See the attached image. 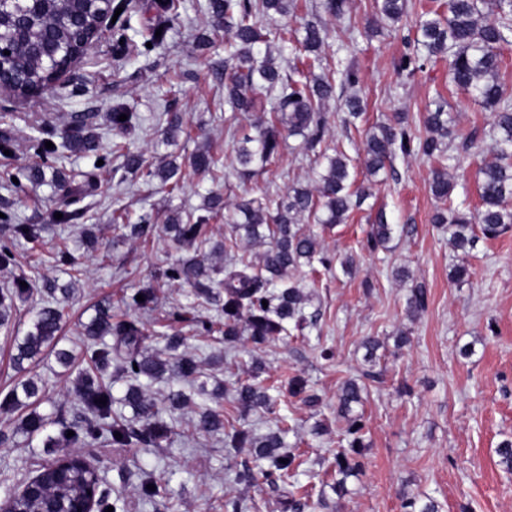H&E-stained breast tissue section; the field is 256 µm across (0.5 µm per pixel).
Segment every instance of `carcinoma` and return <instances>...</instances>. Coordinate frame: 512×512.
<instances>
[{"instance_id":"cac0c4a2","label":"carcinoma","mask_w":512,"mask_h":512,"mask_svg":"<svg viewBox=\"0 0 512 512\" xmlns=\"http://www.w3.org/2000/svg\"><path fill=\"white\" fill-rule=\"evenodd\" d=\"M378 15L391 23L400 20L405 12L406 0H377ZM447 16L427 17L420 24L421 43L427 51L421 57L417 50L408 49L399 59V71L413 73L421 70L427 60L448 55L451 58L450 72L455 86L469 94L484 107L494 112L496 138L494 160L480 169L481 209L477 223H472L467 214L456 208H448L450 216H438L436 223L448 224L449 241L454 250L466 255L474 249L479 238L494 239L512 229V209L506 205L512 197V103L505 96L504 84L499 80L502 63L500 49L512 42V0H491L489 12H482L477 0H446ZM100 5L90 0L86 12L80 11L79 0H39L37 13L30 16L5 9L0 14V39L12 43L15 69L22 72L29 85H41L48 80V63L41 59L38 48L53 45L61 49L70 46L74 28L57 27L51 23L54 16L66 14L74 19L77 26L94 20ZM207 12L215 22L224 26L231 34L232 41L224 51V108L230 112H251L256 107L257 95L265 97L269 104L271 121L259 134L244 135L238 140L235 164L239 176L249 178L279 152L283 140L281 132L288 136H299L303 148L312 151L321 144L327 132V119L323 112L325 103L336 97V87H355L360 83L359 71L350 63L337 61L340 84H335L314 70L322 67L319 50L327 38L326 28L306 23L303 36L288 37V15L295 11V0H207ZM263 14L268 18L266 34L258 30L255 18ZM277 37L279 55H291L307 66L301 70L297 65L288 66V74L281 75L270 53L256 50L268 36ZM125 114L127 119L119 120ZM137 120L133 112L118 107L112 112V127L119 131L131 129ZM428 135H416L402 120L382 124L369 133L364 147V165L367 171L376 175L385 169L396 155H422L427 158L448 157L461 162V155L450 153L448 142V113L438 105L424 116ZM70 145L83 152L96 150L93 138L77 128L70 137ZM113 149L124 152L127 166L144 176L159 177L162 185L175 189L179 187L180 166L172 160L164 170H152L142 155L115 143ZM324 165L314 178V187H293L288 194L275 200L268 196L243 199L235 205L240 219L233 221L236 235L224 239V250L229 265L222 268H207L203 261L193 257L176 267L168 269L165 276L182 284L195 286L200 278L207 279L224 289L225 298L224 337L231 341L240 335L239 323H245V330L252 340L261 343L275 336L288 334V324L298 327L306 322L304 313L306 296L295 272L302 265L318 263L324 268L331 266L332 259L320 248L316 235L300 217L314 216L318 224H342L350 211L360 205L367 196V190L352 189L349 167L350 158L342 153L323 155ZM195 172L211 179L217 178L215 162L203 151L189 158ZM430 189L440 200H451L454 185L448 180L447 168H435L431 173ZM79 195L68 190L60 199L56 211L63 214L59 224L70 223L77 212L69 207ZM209 217L188 215L175 218L168 224L173 239L193 244L202 240ZM392 238V227L378 216V223L372 225L366 246L375 252L386 249ZM250 245L254 242H269L270 247L260 264L254 265L236 254L238 242ZM57 262L70 267L71 276L77 277V267L67 242L57 246ZM25 277H16L0 288V326L5 322L7 310L17 299H24L30 287ZM49 300L36 312L32 329L22 338L15 339L17 353L13 361L18 369L23 362L33 360L43 349L53 347L59 339L62 310L55 297V289L47 288ZM427 294L423 288H415L408 299V311L416 314L426 308ZM115 336L114 345L106 337ZM84 336L92 348L90 362L95 367L115 365L123 377L139 383L126 397L132 405L138 420L129 421L120 415L112 416L111 385L96 382L92 376L83 377V385L77 390V397L84 419L77 426L62 431V437L71 445L90 444L102 437L117 448L135 445H151L163 433L158 421L155 402L145 389L153 382L165 379L167 372L180 382L191 384L199 373L195 358L183 353L176 357L174 365L146 354L140 348L141 331L132 321H112L108 309L97 315L84 326ZM40 400V388L32 380L18 383L11 390L5 404L13 405L20 399ZM105 400L106 404L99 403ZM169 407L181 409L192 401V395L183 387L169 388L166 396ZM237 401L249 407L267 405L272 401L268 388L259 384H243L237 389ZM340 411L346 416L345 440L348 447L336 452V490L340 491L346 479L360 467L355 456L363 447L364 424L358 415L351 414V406L361 401V389L354 381L345 383L339 395ZM224 426V410L202 407L197 428L215 430ZM74 435L69 437L67 432ZM287 429L280 428L262 437H255L245 430H237L231 436L235 448H253L266 462L261 476L270 484H277L297 476L302 465L296 455L282 451L286 446ZM97 484L94 472L83 467L72 466L60 474L48 478L38 494L15 498L16 506L23 512H64L74 507L85 495L87 489Z\"/></svg>"}]
</instances>
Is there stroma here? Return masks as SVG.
Masks as SVG:
<instances>
[{
  "mask_svg": "<svg viewBox=\"0 0 512 512\" xmlns=\"http://www.w3.org/2000/svg\"><path fill=\"white\" fill-rule=\"evenodd\" d=\"M321 2L298 0L289 27L320 18L328 30L320 51L324 63L343 60L359 71L357 91L367 108L348 123L335 101H328L326 143L352 158V180L371 186L372 195L346 223L313 225L332 265L314 272L305 266L298 273L310 296L305 314L311 322L260 344L247 335L226 342L215 306L197 299L191 286L164 276L194 254L166 234L168 219L201 214L207 193L224 201L208 224L218 243L230 234V218L241 199L282 196L291 187L312 183L315 155L297 137L289 138L251 182L236 177L233 131L254 132L269 115L225 111L224 83L213 67L224 59L227 36L206 13V0H178L171 19L155 0H126L124 16L110 24L66 78L29 97L0 95V143L9 144L8 153H0V213L38 229L34 239L15 245L17 264L0 270V282L23 275L33 284L32 294L15 302L11 327H0V430L12 437L8 446H0V501L65 453L53 438L81 419L75 387L90 365L83 325L105 306L116 318L138 323L148 351H163L165 336H184L186 352L203 366L202 403L223 407L230 422L220 431H195L196 408L172 411L162 405L159 417L167 433L158 444L116 448L102 441L83 448L102 490L121 496L126 512H291L289 485L274 487L260 478L236 482V471L257 472L263 462L252 449L230 443L233 430L261 436L281 423L288 428L289 452L303 462L298 482L310 494L307 512H403L409 497L421 505L434 503L438 512H512V470L497 455L499 445L512 440V231L480 239L467 258L469 280L452 281L449 273L458 254L447 231L433 222L445 208L430 190L435 161L399 156L375 177L363 165L365 140L375 126L401 113L418 135H425L423 116L431 101H440L454 137L476 140L461 162L447 164L454 201L476 210L478 171L492 158V113L452 84L446 57L431 59L411 74L395 67L408 43L418 38L421 15L442 10L444 0H407L404 17L394 26L377 22L374 0H350L341 19L325 14ZM162 19L168 27L164 41L146 46L145 27ZM119 105L139 117L130 150L155 167L177 158L181 190L171 193L159 181H145L113 153L112 110ZM171 112L182 113L186 126L169 142L165 129ZM79 124L96 135L97 151L65 149ZM45 139L57 146L56 154L43 151ZM203 149L214 155L219 180L200 178L188 165L189 156ZM31 168L43 170L45 180L29 182ZM57 171L84 186L79 215L67 224L55 223L53 216L60 196L52 179ZM119 208L133 224L150 218L152 238L128 237L112 221ZM381 214L393 237L388 249L371 253L363 243ZM87 228L92 237L84 236ZM62 238L82 270L79 278H70L66 266L54 260ZM348 256L354 264L346 271L341 262ZM48 280L71 290L59 346L70 351L73 363L64 366L49 352L15 370L13 339L29 330ZM417 287L426 290L427 307L412 318L407 300ZM144 288L156 293L147 309L134 302ZM209 325L214 328L210 334L205 331ZM368 336L381 343L372 363L365 361L362 346ZM296 377L306 384L300 395L289 387ZM29 378L45 390L31 409L46 421L36 435L20 428L30 409L1 404L18 381ZM350 379L363 388L353 411L365 425L364 447L360 469L340 492L335 456L344 445L346 421L337 414V395ZM241 382L269 387L273 409L234 402ZM148 474L157 480L151 498L139 493Z\"/></svg>",
  "mask_w": 512,
  "mask_h": 512,
  "instance_id": "obj_1",
  "label": "stroma"
}]
</instances>
